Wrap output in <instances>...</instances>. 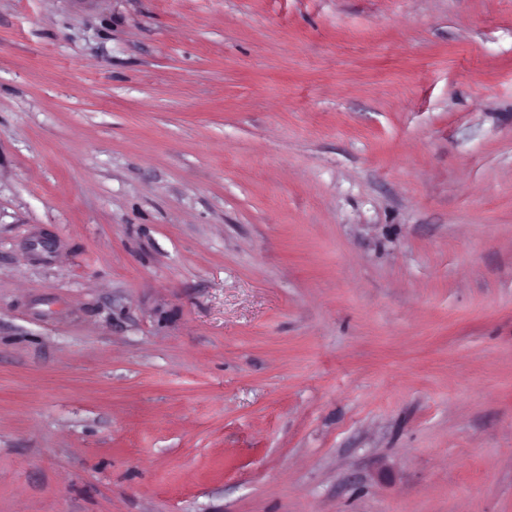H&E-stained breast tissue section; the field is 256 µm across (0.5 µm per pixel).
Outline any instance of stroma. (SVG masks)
Segmentation results:
<instances>
[{
	"label": "stroma",
	"mask_w": 512,
	"mask_h": 512,
	"mask_svg": "<svg viewBox=\"0 0 512 512\" xmlns=\"http://www.w3.org/2000/svg\"><path fill=\"white\" fill-rule=\"evenodd\" d=\"M0 512H512V0H0Z\"/></svg>",
	"instance_id": "stroma-1"
}]
</instances>
